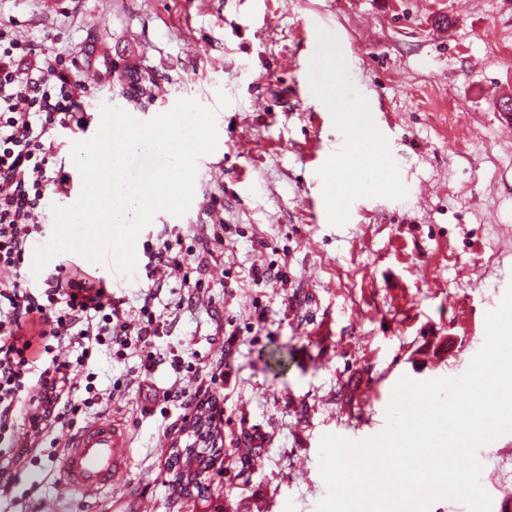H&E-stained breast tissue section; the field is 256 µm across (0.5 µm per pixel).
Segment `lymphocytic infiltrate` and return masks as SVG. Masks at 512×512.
<instances>
[{"label":"lymphocytic infiltrate","instance_id":"1","mask_svg":"<svg viewBox=\"0 0 512 512\" xmlns=\"http://www.w3.org/2000/svg\"><path fill=\"white\" fill-rule=\"evenodd\" d=\"M59 35L23 40L0 25V435L25 408L33 436L68 425L77 410L75 379L95 347H151L160 332L145 293L136 317L84 269L28 287L25 254L43 235L48 193L62 194L70 176L55 165L52 130L84 126L75 93L80 62L55 56ZM80 348L76 360L59 359L63 347Z\"/></svg>","mask_w":512,"mask_h":512}]
</instances>
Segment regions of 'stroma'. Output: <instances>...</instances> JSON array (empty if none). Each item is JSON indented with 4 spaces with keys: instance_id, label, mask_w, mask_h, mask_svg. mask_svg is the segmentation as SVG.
Listing matches in <instances>:
<instances>
[{
    "instance_id": "1",
    "label": "stroma",
    "mask_w": 512,
    "mask_h": 512,
    "mask_svg": "<svg viewBox=\"0 0 512 512\" xmlns=\"http://www.w3.org/2000/svg\"><path fill=\"white\" fill-rule=\"evenodd\" d=\"M335 39L345 76L370 100L387 159V186L332 197L320 175L342 140L319 99L297 98L294 66L310 61V22ZM24 38L61 33L67 60L93 53L86 125L57 129L58 162L78 167L108 105L146 121L193 99L216 112L218 144L198 164L182 216L158 213L139 234L134 276L94 264L126 309L153 289L162 324L152 350L118 358L99 346L74 392L100 393L78 426L123 423L130 468L114 495L141 512H317L326 486L324 435L353 436L387 422L402 377L464 374L485 342L486 309L512 285V141L500 104L512 99V0H0V24ZM223 224L205 265L146 275L144 245L162 228L190 245L197 225ZM277 279L255 284L256 270ZM198 291H190L192 283ZM222 373L221 448L202 495L172 484L169 451L184 437L171 385L188 391ZM68 428L40 441L17 425L0 448H43L37 464L0 493V512H87L61 486L48 457ZM261 446L242 467V437ZM512 432L482 446L493 506L512 499L497 467Z\"/></svg>"
}]
</instances>
